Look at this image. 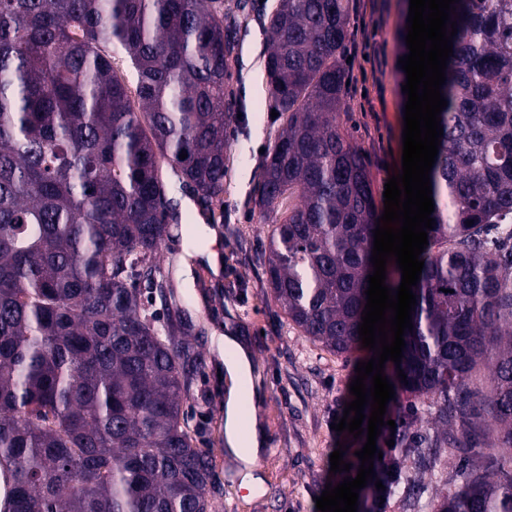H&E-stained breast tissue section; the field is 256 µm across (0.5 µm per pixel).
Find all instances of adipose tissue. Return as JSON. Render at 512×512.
<instances>
[{"label":"adipose tissue","instance_id":"adipose-tissue-1","mask_svg":"<svg viewBox=\"0 0 512 512\" xmlns=\"http://www.w3.org/2000/svg\"><path fill=\"white\" fill-rule=\"evenodd\" d=\"M223 346L224 370L226 372V401L224 403V440L227 448L245 465L243 486L254 489L261 487L262 480L255 476L251 465L266 443V432L259 419H252L249 426H242L244 409H256L260 403L254 385L251 354L232 335L219 337Z\"/></svg>","mask_w":512,"mask_h":512}]
</instances>
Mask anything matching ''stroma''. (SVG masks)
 Segmentation results:
<instances>
[{
  "mask_svg": "<svg viewBox=\"0 0 512 512\" xmlns=\"http://www.w3.org/2000/svg\"><path fill=\"white\" fill-rule=\"evenodd\" d=\"M223 3L235 41L230 61L234 118L224 193L202 209L189 202L171 168L162 169L169 196L183 204V223L205 225L216 238L198 235L193 250L181 240L167 242L160 264L186 303L198 331L192 342L204 356L187 408L193 422L204 425L201 447L215 454L214 512H317L316 499L326 483L343 480L341 473L330 470L331 453L345 445L343 459L353 464L364 446L363 439L335 431L333 425L352 399L349 385L357 363L370 360L372 353L363 348L345 358L327 351L302 336L271 297L264 267L268 227L253 199L263 151L280 130L268 109L265 78V16L277 0H250L243 11L236 0ZM349 8L341 54L344 110L338 121L361 150L380 194L391 171L401 168L404 103L395 65L406 4L349 0ZM206 248L219 254L222 274L199 266ZM227 332L240 335L250 349L255 384L263 396L259 412L267 442L256 461L263 484L254 492L241 488L238 464L224 443V359L212 339ZM489 462L485 448L456 453L443 448L425 468L406 459L401 484L385 512H432L431 502L454 488L461 468Z\"/></svg>",
  "mask_w": 512,
  "mask_h": 512,
  "instance_id": "35a3bbf8",
  "label": "stroma"
}]
</instances>
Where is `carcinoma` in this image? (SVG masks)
<instances>
[{
	"mask_svg": "<svg viewBox=\"0 0 512 512\" xmlns=\"http://www.w3.org/2000/svg\"><path fill=\"white\" fill-rule=\"evenodd\" d=\"M453 7L435 225L401 364L385 366L434 410L433 436L406 422L404 457L479 448L487 429L512 454V232L489 238L512 220V0ZM348 17L349 0H278L267 16L281 131L255 198L274 301L347 358L380 218L338 122ZM226 19L221 0H0V512H212L214 450L184 408L203 360L157 255L181 228L160 164L202 206L224 194ZM434 512H512V473L467 468Z\"/></svg>",
	"mask_w": 512,
	"mask_h": 512,
	"instance_id": "1",
	"label": "carcinoma"
}]
</instances>
